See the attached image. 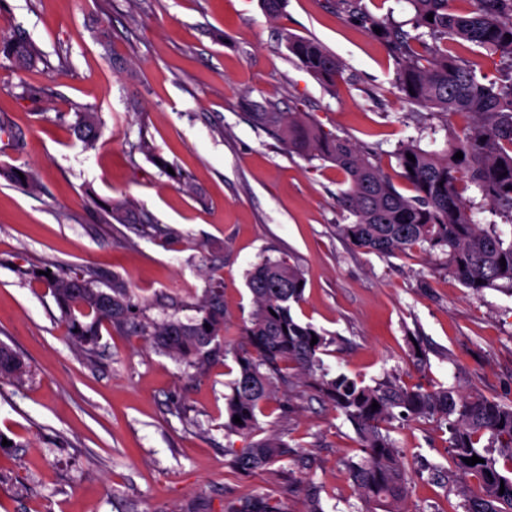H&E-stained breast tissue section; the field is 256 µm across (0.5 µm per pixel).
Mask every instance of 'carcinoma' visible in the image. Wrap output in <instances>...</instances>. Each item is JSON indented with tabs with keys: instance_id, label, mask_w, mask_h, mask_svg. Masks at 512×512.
Listing matches in <instances>:
<instances>
[{
	"instance_id": "cac0c4a2",
	"label": "carcinoma",
	"mask_w": 512,
	"mask_h": 512,
	"mask_svg": "<svg viewBox=\"0 0 512 512\" xmlns=\"http://www.w3.org/2000/svg\"><path fill=\"white\" fill-rule=\"evenodd\" d=\"M414 8L411 29L383 22L366 12L361 0H337V6L368 31L381 29L378 38L397 58L394 85L404 98L446 116L463 114L471 122L459 129L441 152L426 150L409 141L394 157L415 195L406 196L365 155L357 144L325 133L310 117L300 112H254V122L275 132L288 151L306 159L329 162L343 176L346 189L339 199L353 217L338 226L340 235L354 248L366 253L393 255L427 246L429 253L442 255L448 274L472 294L486 289L512 288V84L505 89L477 79L467 61L448 51V42L471 44L512 57V0H473L466 13L450 9V0H409ZM433 14V21L427 20ZM288 51L324 87L336 84L341 62L317 41L284 34ZM0 54L26 65L43 60L40 49L23 39L0 42ZM99 118L83 112L73 125L77 138L95 143ZM463 153V158L454 155ZM413 155L410 161L407 155ZM0 170V175L29 193L40 191L31 173ZM481 196L492 213L511 227L504 233L496 224H476L474 201L467 191ZM103 224L143 222L128 200H93ZM506 266H501L500 259ZM53 295L67 336L81 349L97 344L105 324H125L133 318L136 304L129 288L113 281L103 290L96 287L97 274L65 271L38 275ZM299 268L284 259H266L248 274L247 287L253 309L241 336L245 346L224 342V294L216 285L197 299L200 317L184 323L169 320L141 327L152 343L178 362L198 369L219 352L232 355L237 366L231 392L225 396L224 430L244 437L256 433L257 414L280 387L293 380L309 384L354 427L364 456L346 462L348 479L359 499L374 503L383 512H406L405 457L391 438L387 424L395 414L408 418H435L446 425L449 453L462 476L478 480L474 492L463 486L468 512H512V407L477 390L464 392L448 387L406 388L395 380L374 386L343 373L329 376L320 357L327 339L312 325L294 314L303 300L305 286ZM210 328H205V325ZM317 343L311 344L312 337ZM28 363L10 346L0 343V382L21 381ZM378 403L372 410V403ZM239 416L242 423L234 422ZM489 444L481 445L483 437ZM498 446L509 452L503 473L487 448ZM235 468L249 472L283 460L288 443L275 430L243 448H231ZM483 462L470 466L472 456ZM505 491H500V487ZM227 512H286L273 497L247 498Z\"/></svg>"
}]
</instances>
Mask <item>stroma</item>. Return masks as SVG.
Returning a JSON list of instances; mask_svg holds the SVG:
<instances>
[{"instance_id": "stroma-1", "label": "stroma", "mask_w": 512, "mask_h": 512, "mask_svg": "<svg viewBox=\"0 0 512 512\" xmlns=\"http://www.w3.org/2000/svg\"><path fill=\"white\" fill-rule=\"evenodd\" d=\"M286 32L341 60L335 88L301 67ZM14 36L44 60L17 67L0 55V168L34 172L41 190L0 177V342L30 366L0 383V512H224L267 495L305 512L313 485L326 512L360 508L342 465L362 457L358 437L313 389L258 416L260 430L283 433L288 457L238 471L225 453L243 445L224 430L233 358L199 371L138 330L197 319V297L219 283L224 336L238 338L253 308L246 274L265 259L302 272L297 313L329 339L330 373L461 386L512 406V294L474 296L423 250L355 249L337 231L351 221L341 175L251 119L271 103L307 113L360 144L406 195L398 146L417 136L427 149L420 128L465 124L402 99L395 58L336 0H287L275 17L262 0H6L0 40ZM29 85L40 99L24 97ZM81 112L101 119L94 145L71 131ZM143 137L152 154L138 151ZM97 198L131 200L149 221L97 223ZM45 269L123 281L135 324L103 326L94 350L76 348L35 279ZM392 428L408 462L407 512H465L446 429L423 418Z\"/></svg>"}]
</instances>
